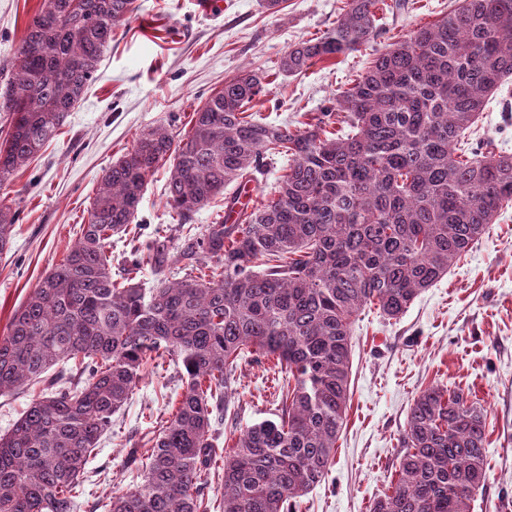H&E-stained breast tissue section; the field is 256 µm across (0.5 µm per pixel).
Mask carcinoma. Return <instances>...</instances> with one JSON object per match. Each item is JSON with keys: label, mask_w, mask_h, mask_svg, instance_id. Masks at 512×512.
<instances>
[{"label": "carcinoma", "mask_w": 512, "mask_h": 512, "mask_svg": "<svg viewBox=\"0 0 512 512\" xmlns=\"http://www.w3.org/2000/svg\"><path fill=\"white\" fill-rule=\"evenodd\" d=\"M377 2L347 0L322 37L288 48L280 70L300 74L375 41ZM134 10V0H43L0 91L9 127L0 184L58 135ZM510 81L512 0H462L377 52L314 123L246 113L264 86L244 70L195 109L180 139L165 126L142 133L104 170L78 239L0 337V397L41 386L0 435V512H74L87 464L149 364L179 368L183 392L142 481L104 512H294L336 454L360 311L403 315L512 202V154L458 148ZM335 116L342 128L331 132ZM282 155L288 169L273 197L233 219L240 195H224L227 186L258 180L264 161ZM166 163L176 254L158 234L125 257L117 279L112 237L128 234L148 177ZM220 195L225 217L184 231ZM11 209L1 198L0 253L11 248ZM146 261L160 276L148 290L134 277ZM177 263L182 278H162ZM249 357L274 360L281 413L246 427L224 453L216 500L205 493L215 426ZM486 445L484 409L461 388L420 391L397 479L370 512H470Z\"/></svg>", "instance_id": "carcinoma-1"}]
</instances>
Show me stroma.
<instances>
[{"mask_svg": "<svg viewBox=\"0 0 512 512\" xmlns=\"http://www.w3.org/2000/svg\"><path fill=\"white\" fill-rule=\"evenodd\" d=\"M345 2L286 0L272 14L259 0H216L209 13L197 0H136L56 139L0 185V197L12 198L17 212L12 248L0 254V336L86 223L103 170L144 130L168 124L174 133L187 132L194 110L244 70L268 81L252 107L258 117L293 127L313 121L368 69L376 49L446 15L454 0H410L403 12H378L376 41L299 75L278 71L288 47L322 35ZM40 4L0 0V66L18 51ZM470 140L512 154V82L486 105ZM167 178L164 167L148 178L130 234L112 243L113 270H121L124 253L170 224ZM352 336L350 393L335 459L325 481L298 498L295 512H370L395 475L413 399L433 384L462 388L487 415L488 480L472 512H512V206L399 319L364 310ZM181 388L176 370L145 372L87 466L76 512H96L97 502L136 483ZM235 388L220 427L224 439L277 409L264 364L242 363Z\"/></svg>", "mask_w": 512, "mask_h": 512, "instance_id": "obj_1", "label": "stroma"}]
</instances>
